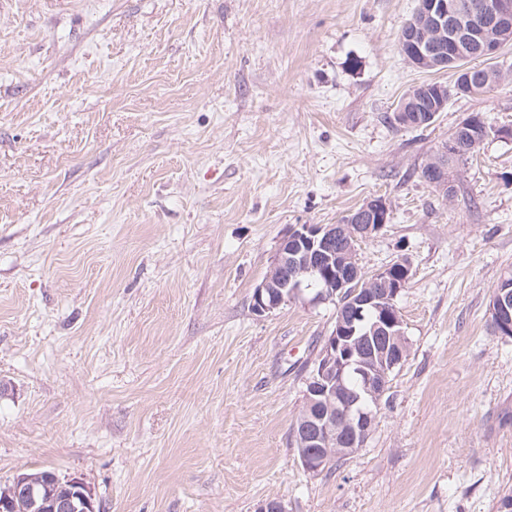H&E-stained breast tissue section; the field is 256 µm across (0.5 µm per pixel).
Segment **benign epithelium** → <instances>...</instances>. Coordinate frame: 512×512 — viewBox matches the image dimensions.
Here are the masks:
<instances>
[{
    "label": "benign epithelium",
    "mask_w": 512,
    "mask_h": 512,
    "mask_svg": "<svg viewBox=\"0 0 512 512\" xmlns=\"http://www.w3.org/2000/svg\"><path fill=\"white\" fill-rule=\"evenodd\" d=\"M512 32V0H420L414 16L404 24L399 49L414 68L443 71L453 67L458 93L470 88L483 75L504 78L499 66L504 37ZM429 92L432 110L448 105V86H414L408 93L415 104ZM464 146L443 143L426 162V182L448 193V153L460 154ZM386 201L374 198L341 224H298L289 228L272 256L268 271L254 289L252 309L258 315L271 313L286 302L310 292V303H336L332 332L325 337L306 384L305 408L292 427L294 446L304 469L319 474L333 457L350 456L365 447L386 393L390 371L406 357L408 347L400 322L393 314L397 296L407 287L409 269L385 268L360 287L363 275L353 247L336 249V241L350 244L369 239L390 223ZM377 312L372 335H357V322L368 309ZM496 332L512 337V306L508 295L496 291L490 306ZM353 370L360 376L359 390L348 389L344 378ZM70 494L51 500L52 512H92L94 496L83 480L70 476ZM49 492L25 475L15 477L0 493V512H12L14 504Z\"/></svg>",
    "instance_id": "obj_1"
}]
</instances>
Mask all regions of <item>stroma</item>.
Instances as JSON below:
<instances>
[{"label": "stroma", "instance_id": "stroma-1", "mask_svg": "<svg viewBox=\"0 0 512 512\" xmlns=\"http://www.w3.org/2000/svg\"><path fill=\"white\" fill-rule=\"evenodd\" d=\"M418 0H0V485L79 476L101 512H496L512 494V141L420 177L506 80L425 128L398 33ZM383 198L365 274L408 257L409 352L365 448L291 438L333 304L257 315L285 231ZM505 291L496 290L491 302L490 313L493 315L497 334L502 338H509L512 337V303L510 307Z\"/></svg>", "mask_w": 512, "mask_h": 512}]
</instances>
